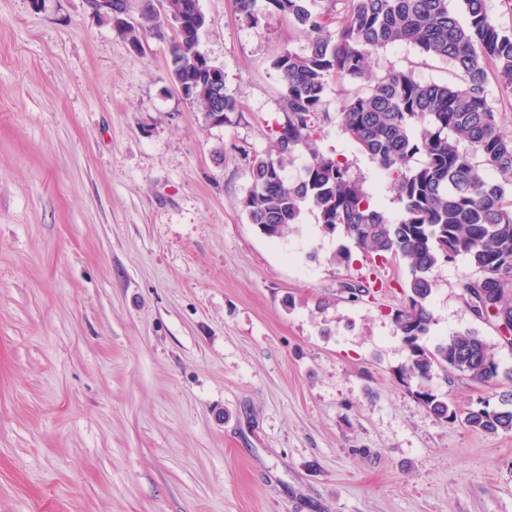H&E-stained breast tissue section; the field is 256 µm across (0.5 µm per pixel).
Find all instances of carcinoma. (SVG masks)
Wrapping results in <instances>:
<instances>
[{"instance_id":"carcinoma-1","label":"carcinoma","mask_w":512,"mask_h":512,"mask_svg":"<svg viewBox=\"0 0 512 512\" xmlns=\"http://www.w3.org/2000/svg\"><path fill=\"white\" fill-rule=\"evenodd\" d=\"M326 0H266L306 34L302 53L285 49L275 60L282 84L286 121L274 149L254 156L252 187L243 200L250 223L269 238H281L301 224L303 211L317 214L324 231L342 228L371 257L393 254L408 266V310L393 314L407 361L402 376L429 379L435 369L488 382L498 375L491 346L467 329L430 348L421 344L434 322L429 300L440 259H466L478 277L463 284L467 295L483 289L486 298L470 306L479 319L493 317L512 332V136L501 131L487 98L488 75L512 93V33L488 16L485 0H464L462 23L448 0H345L340 20ZM237 14L258 25L257 0H234ZM200 31L186 29L170 42V76L186 87V100L206 121L216 111L233 112L225 87L198 82L195 56ZM410 43L431 59L459 72L455 83H423L406 71L381 75L369 60L388 46ZM362 80L336 104V120L356 147L392 180L403 213L393 219L376 208L346 163L311 148L320 124L330 120V83ZM311 160L295 179L298 146ZM421 162L409 166L415 155ZM500 176L490 181L486 173ZM418 399L437 419L454 421L448 401L421 385ZM466 423L486 433L512 430V408L492 409L486 401L469 409Z\"/></svg>"}]
</instances>
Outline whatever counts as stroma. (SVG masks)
Returning a JSON list of instances; mask_svg holds the SVG:
<instances>
[{
  "mask_svg": "<svg viewBox=\"0 0 512 512\" xmlns=\"http://www.w3.org/2000/svg\"><path fill=\"white\" fill-rule=\"evenodd\" d=\"M93 3L0 0V512H512V431L464 420L512 393V342L462 288L474 269L439 261L423 342L475 329L498 376L434 370L446 422L401 376L405 262L366 260L310 211L270 238L242 208L285 121L274 61L304 34L199 0V48L237 101L213 125L168 42L133 49ZM371 69L456 79L405 43ZM313 146L400 215L337 121ZM416 395L428 411L437 419L443 421H455L457 419L458 414L456 409L431 389L420 385L419 389L416 390Z\"/></svg>",
  "mask_w": 512,
  "mask_h": 512,
  "instance_id": "obj_1",
  "label": "stroma"
}]
</instances>
